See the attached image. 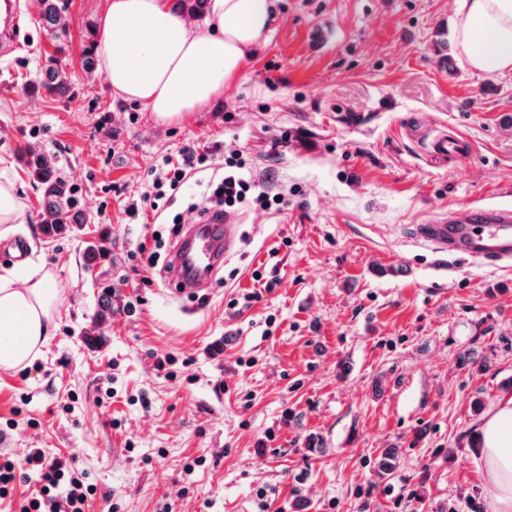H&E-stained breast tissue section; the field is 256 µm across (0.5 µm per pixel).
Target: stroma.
<instances>
[{
	"label": "stroma",
	"mask_w": 512,
	"mask_h": 512,
	"mask_svg": "<svg viewBox=\"0 0 512 512\" xmlns=\"http://www.w3.org/2000/svg\"><path fill=\"white\" fill-rule=\"evenodd\" d=\"M106 6L68 0L59 40L23 14L0 50V182L21 212L0 269L60 291L38 355L0 369V461L61 456L93 488L85 512H489L474 433L512 384V266L432 252L411 227L512 208V73L468 67L455 0H278L235 81L165 123L83 67ZM52 59L73 97L34 92ZM444 132L465 157L430 155ZM216 142L282 203L236 210L234 251L193 298L139 272L138 249L167 254L205 191L189 179L155 213L156 168ZM31 149L75 185L66 237L40 231ZM102 236L108 260L85 269ZM105 283L117 311L93 342Z\"/></svg>",
	"instance_id": "stroma-1"
}]
</instances>
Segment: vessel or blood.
<instances>
[{
  "label": "vessel or blood",
  "instance_id": "obj_1",
  "mask_svg": "<svg viewBox=\"0 0 512 512\" xmlns=\"http://www.w3.org/2000/svg\"><path fill=\"white\" fill-rule=\"evenodd\" d=\"M19 31L18 0H0V39L16 42ZM463 140L441 135L430 152L438 158L460 156ZM237 236L234 217L209 216L190 224L170 262V272L189 295L205 286L224 252L232 250ZM412 237L437 253H461L473 259L512 260V209L467 207L455 216H436L431 223L415 225Z\"/></svg>",
  "mask_w": 512,
  "mask_h": 512
}]
</instances>
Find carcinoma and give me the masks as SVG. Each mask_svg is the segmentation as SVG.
<instances>
[{
    "label": "carcinoma",
    "mask_w": 512,
    "mask_h": 512,
    "mask_svg": "<svg viewBox=\"0 0 512 512\" xmlns=\"http://www.w3.org/2000/svg\"><path fill=\"white\" fill-rule=\"evenodd\" d=\"M38 23L47 34L58 39L63 36L65 25L63 12L66 0H38ZM38 86L50 94L67 95L71 87L63 72L54 65L46 66ZM25 166L32 180L40 185L43 191V220L40 224L41 233L48 238L66 236L72 225L83 222L74 188L70 181L61 175L55 162L43 154L30 152L25 157ZM108 256L104 239L87 243L83 258L89 268L103 264ZM112 286L101 288L98 295L94 324L89 332L95 334L112 321Z\"/></svg>",
    "instance_id": "cac0c4a2"
}]
</instances>
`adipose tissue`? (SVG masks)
<instances>
[{"label": "adipose tissue", "mask_w": 512, "mask_h": 512, "mask_svg": "<svg viewBox=\"0 0 512 512\" xmlns=\"http://www.w3.org/2000/svg\"><path fill=\"white\" fill-rule=\"evenodd\" d=\"M205 21L189 27L166 0H108L99 47L113 91L162 121L206 106L235 80L252 50L267 41L275 0H209ZM458 41L467 63L486 74L512 72V0H456ZM56 288L18 286L0 276V368L34 358L48 339ZM481 482L490 512H512V398L496 402L478 427Z\"/></svg>", "instance_id": "1"}]
</instances>
